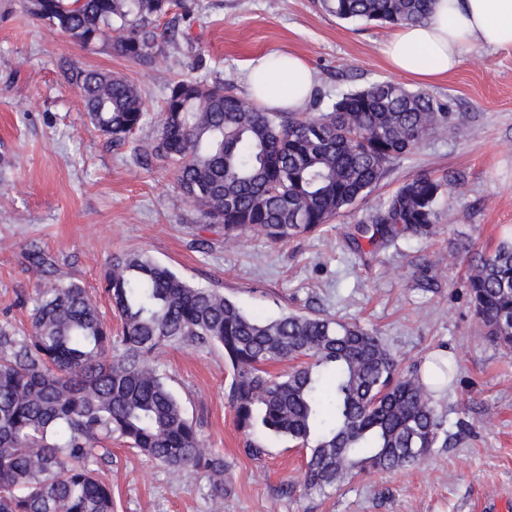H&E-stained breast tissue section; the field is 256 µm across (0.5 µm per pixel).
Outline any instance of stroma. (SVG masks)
Masks as SVG:
<instances>
[{
  "label": "stroma",
  "mask_w": 512,
  "mask_h": 512,
  "mask_svg": "<svg viewBox=\"0 0 512 512\" xmlns=\"http://www.w3.org/2000/svg\"><path fill=\"white\" fill-rule=\"evenodd\" d=\"M186 33L145 69L85 47L0 0V327L28 329L46 276L98 296L112 255L145 252L192 285L216 288L249 314L286 312L356 322L378 336L401 371L435 353L454 365L436 408L449 444L423 464L365 471L338 488L303 491L306 449L239 430L228 400L232 369L221 348H163L155 363L224 463V489L204 468L172 470L120 441L89 465L112 488L113 512H512V353L477 327L466 278L473 253L512 238V47L477 46L452 75L422 86L392 72L378 23L337 19L321 0H187ZM276 50L303 57L316 77L307 113L342 93L393 81L468 115L457 136L430 135L394 161L362 201L321 231L273 244L256 231L225 238L152 153L157 114L174 79L231 81L244 96L249 61ZM125 77L142 93L147 123L122 142L96 130L60 66ZM451 179L447 203L423 238L353 247L354 227L405 180ZM50 255L52 274L29 253ZM265 452L246 454V439Z\"/></svg>",
  "instance_id": "stroma-1"
}]
</instances>
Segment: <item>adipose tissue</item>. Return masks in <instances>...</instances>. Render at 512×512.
Returning a JSON list of instances; mask_svg holds the SVG:
<instances>
[{
	"instance_id": "ef3b65f1",
	"label": "adipose tissue",
	"mask_w": 512,
	"mask_h": 512,
	"mask_svg": "<svg viewBox=\"0 0 512 512\" xmlns=\"http://www.w3.org/2000/svg\"><path fill=\"white\" fill-rule=\"evenodd\" d=\"M478 45L512 47V0H435L432 13L398 27L382 53L394 72L425 84L454 73ZM247 69V93L258 108L300 112L313 95L315 77L296 54L276 51Z\"/></svg>"
}]
</instances>
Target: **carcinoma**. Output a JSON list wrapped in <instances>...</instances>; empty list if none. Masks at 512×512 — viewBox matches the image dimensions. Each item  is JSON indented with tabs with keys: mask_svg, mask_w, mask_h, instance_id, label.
<instances>
[{
	"mask_svg": "<svg viewBox=\"0 0 512 512\" xmlns=\"http://www.w3.org/2000/svg\"><path fill=\"white\" fill-rule=\"evenodd\" d=\"M435 0H322L340 20L403 25L425 19ZM28 12L82 45L149 68L182 36L184 0H25ZM66 83L90 122L121 140L148 113L126 78L67 63ZM231 83L170 82L158 115L155 155L180 189L227 236L255 230L278 244L314 233L363 200L390 164L435 132H460L465 117L426 93L380 81L349 91L316 116L262 111ZM448 179L404 182L358 226L375 246L427 235ZM470 306L486 337L512 349V240L474 257ZM101 293L120 333L79 284L40 291L29 331L0 327V512H112V488L87 464L114 438L173 469L211 457L166 377L150 364L166 345L215 344L233 370L235 422L308 449L307 491L334 489L355 471L425 462L441 440L435 382L401 373L383 342L358 323L284 313H245L216 288H200L145 253L112 256ZM295 361L275 375L267 366Z\"/></svg>",
	"mask_w": 512,
	"mask_h": 512,
	"instance_id": "obj_1",
	"label": "carcinoma"
}]
</instances>
